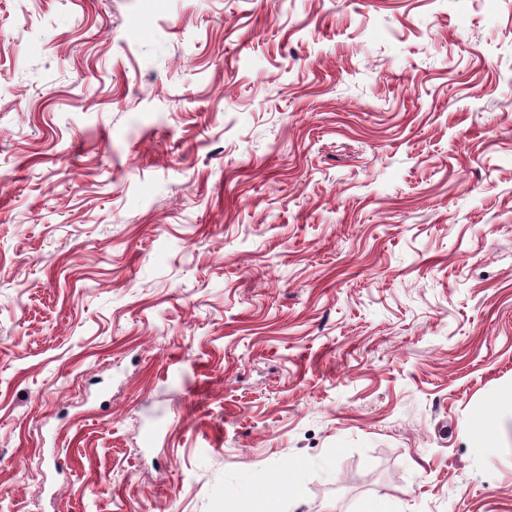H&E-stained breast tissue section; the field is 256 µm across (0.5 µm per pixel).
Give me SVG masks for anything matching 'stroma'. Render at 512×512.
Masks as SVG:
<instances>
[{
    "instance_id": "stroma-1",
    "label": "stroma",
    "mask_w": 512,
    "mask_h": 512,
    "mask_svg": "<svg viewBox=\"0 0 512 512\" xmlns=\"http://www.w3.org/2000/svg\"><path fill=\"white\" fill-rule=\"evenodd\" d=\"M512 0H0V512H512Z\"/></svg>"
}]
</instances>
